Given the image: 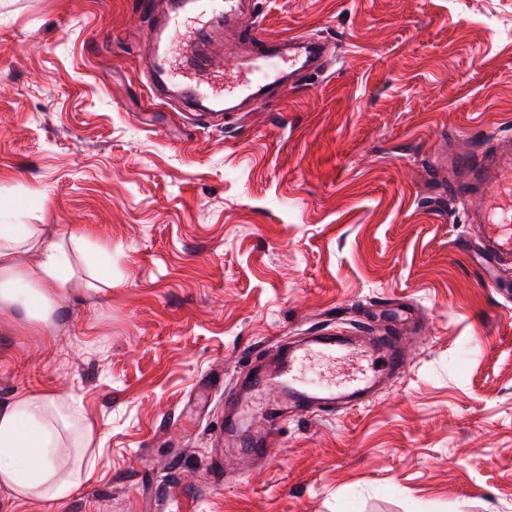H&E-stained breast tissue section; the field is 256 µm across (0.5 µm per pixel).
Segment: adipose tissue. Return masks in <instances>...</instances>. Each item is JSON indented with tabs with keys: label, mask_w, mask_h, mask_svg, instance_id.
Masks as SVG:
<instances>
[{
	"label": "adipose tissue",
	"mask_w": 512,
	"mask_h": 512,
	"mask_svg": "<svg viewBox=\"0 0 512 512\" xmlns=\"http://www.w3.org/2000/svg\"><path fill=\"white\" fill-rule=\"evenodd\" d=\"M22 246L42 252L37 268L17 260ZM72 274L61 243L41 238L30 224H0V313L19 307L31 321L52 327L59 289ZM95 434L92 424L72 422L47 393L0 401V502L65 500L89 476L83 459Z\"/></svg>",
	"instance_id": "1"
}]
</instances>
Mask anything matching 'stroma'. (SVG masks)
Instances as JSON below:
<instances>
[{"label":"stroma","instance_id":"stroma-1","mask_svg":"<svg viewBox=\"0 0 512 512\" xmlns=\"http://www.w3.org/2000/svg\"><path fill=\"white\" fill-rule=\"evenodd\" d=\"M139 0H0V223L61 240L55 324L0 316V399L96 425L91 476L10 512H512V264L437 158L512 136V0H251L331 64L248 112L155 96ZM398 327L368 404L291 409L241 468L224 389L317 330Z\"/></svg>","mask_w":512,"mask_h":512}]
</instances>
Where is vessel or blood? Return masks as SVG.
I'll return each mask as SVG.
<instances>
[{
	"label": "vessel or blood",
	"instance_id": "1",
	"mask_svg": "<svg viewBox=\"0 0 512 512\" xmlns=\"http://www.w3.org/2000/svg\"><path fill=\"white\" fill-rule=\"evenodd\" d=\"M246 0H183L181 7L160 12L159 0H141L139 9L150 20L151 36L143 48L151 60L150 82L162 87L175 82L182 100L204 102L220 107L236 102L258 104L267 95H281L292 89L289 77L306 70L316 72L327 64L321 44L295 37V44L307 45L308 59L291 55L281 59L272 55L238 54L240 77L233 84L220 87L216 76L224 71V31L238 22ZM180 41L178 67H171L169 46ZM448 169L453 175L450 191L471 202V222L476 240L486 261L512 260V138L501 139L496 150L472 159L456 153L448 155ZM401 338L395 330L368 340H348L342 336L319 333L299 346L279 351L274 362L258 368L244 365L236 385L225 394L227 404L247 414L264 405L269 395H277L281 408L314 403L354 406L372 397L382 376L402 373L405 359ZM364 356L374 367L353 379L345 387L330 383L315 366L316 360L336 361L343 356Z\"/></svg>",
	"mask_w": 512,
	"mask_h": 512
}]
</instances>
